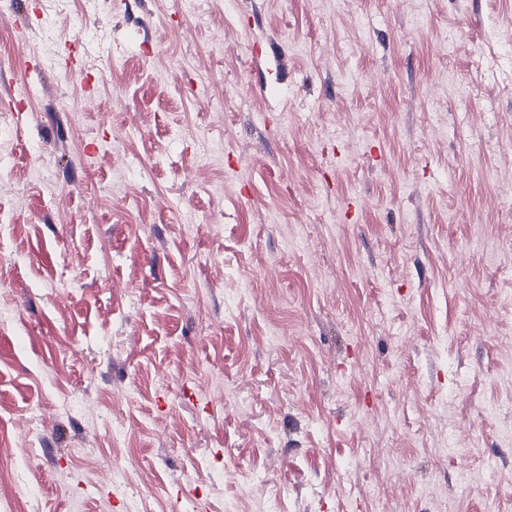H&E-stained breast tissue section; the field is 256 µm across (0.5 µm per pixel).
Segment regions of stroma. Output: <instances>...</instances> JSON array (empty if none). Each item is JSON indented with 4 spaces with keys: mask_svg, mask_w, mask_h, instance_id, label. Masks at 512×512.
Returning a JSON list of instances; mask_svg holds the SVG:
<instances>
[{
    "mask_svg": "<svg viewBox=\"0 0 512 512\" xmlns=\"http://www.w3.org/2000/svg\"><path fill=\"white\" fill-rule=\"evenodd\" d=\"M508 183L512 0L0 34V512H512Z\"/></svg>",
    "mask_w": 512,
    "mask_h": 512,
    "instance_id": "35a3bbf8",
    "label": "stroma"
}]
</instances>
